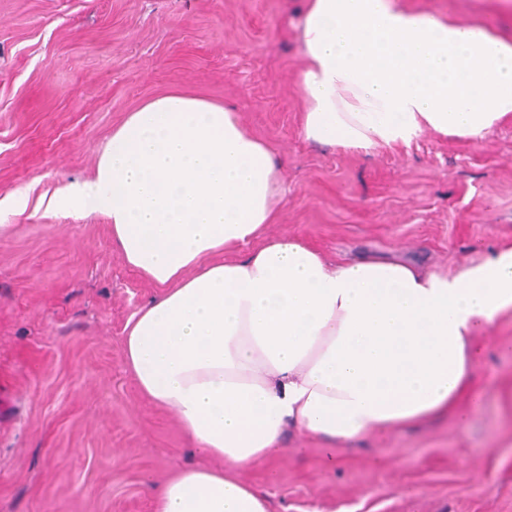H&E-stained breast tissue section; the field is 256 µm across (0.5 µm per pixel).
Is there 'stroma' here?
<instances>
[{"label": "stroma", "mask_w": 512, "mask_h": 512, "mask_svg": "<svg viewBox=\"0 0 512 512\" xmlns=\"http://www.w3.org/2000/svg\"><path fill=\"white\" fill-rule=\"evenodd\" d=\"M512 37L502 0H405ZM304 0H0V512H153L199 458L140 394L124 327L155 288L100 213H62L117 127L180 89L224 103L283 163L271 235L332 260L365 249L452 272L512 244V123L478 142L422 136L360 156L300 134ZM25 207H17V200ZM453 414L242 471L268 512H512V316L485 339Z\"/></svg>", "instance_id": "obj_1"}]
</instances>
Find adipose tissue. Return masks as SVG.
<instances>
[{"mask_svg": "<svg viewBox=\"0 0 512 512\" xmlns=\"http://www.w3.org/2000/svg\"><path fill=\"white\" fill-rule=\"evenodd\" d=\"M300 132L371 155L432 133L477 142L512 122V40L400 0H306ZM286 193L274 147L224 104L171 91L130 112L95 175L55 206L112 221L160 293L123 336L138 390L200 454L154 512H267L238 474L286 427L350 444L448 412L512 315V246L445 274L409 261L333 262L270 238Z\"/></svg>", "mask_w": 512, "mask_h": 512, "instance_id": "adipose-tissue-1", "label": "adipose tissue"}]
</instances>
